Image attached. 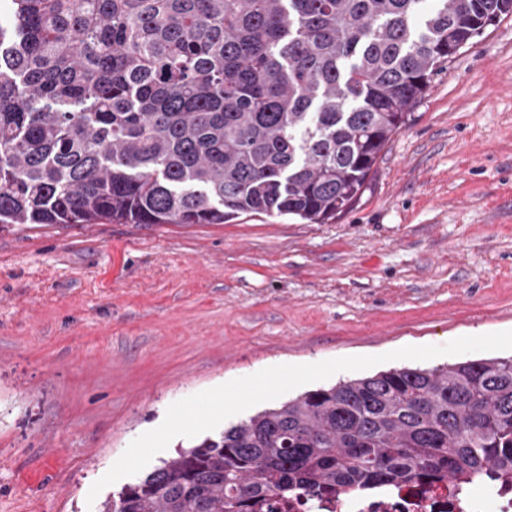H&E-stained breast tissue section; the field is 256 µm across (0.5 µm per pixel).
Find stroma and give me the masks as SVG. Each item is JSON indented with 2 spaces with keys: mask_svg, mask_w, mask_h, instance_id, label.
<instances>
[{
  "mask_svg": "<svg viewBox=\"0 0 512 512\" xmlns=\"http://www.w3.org/2000/svg\"><path fill=\"white\" fill-rule=\"evenodd\" d=\"M507 330L512 17L434 76L335 223L0 232V512H99L134 439L233 379Z\"/></svg>",
  "mask_w": 512,
  "mask_h": 512,
  "instance_id": "stroma-1",
  "label": "stroma"
}]
</instances>
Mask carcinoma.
<instances>
[{
  "label": "carcinoma",
  "instance_id": "obj_1",
  "mask_svg": "<svg viewBox=\"0 0 512 512\" xmlns=\"http://www.w3.org/2000/svg\"><path fill=\"white\" fill-rule=\"evenodd\" d=\"M9 0L0 232L330 224L433 75L512 0ZM512 479V355L340 380L164 459L100 512Z\"/></svg>",
  "mask_w": 512,
  "mask_h": 512
}]
</instances>
